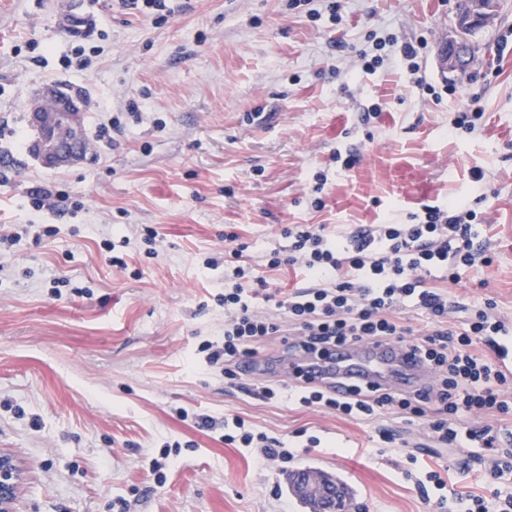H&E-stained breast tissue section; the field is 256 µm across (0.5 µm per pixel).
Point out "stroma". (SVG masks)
Listing matches in <instances>:
<instances>
[{
	"instance_id": "1",
	"label": "stroma",
	"mask_w": 512,
	"mask_h": 512,
	"mask_svg": "<svg viewBox=\"0 0 512 512\" xmlns=\"http://www.w3.org/2000/svg\"><path fill=\"white\" fill-rule=\"evenodd\" d=\"M287 2L173 0L151 17L80 0L72 35L68 0H0V451L23 469L16 512H307L279 468L197 428L202 413L318 436L292 466L341 477L348 512H429L404 476L421 428L387 418L403 445L369 458L371 422L252 398L205 363L200 344L224 339V271L204 264L230 232L258 259L291 224L405 222L461 200L493 262L448 293L493 298L512 322V0L454 79L438 53L456 0H340L334 22ZM416 42L422 88L400 55ZM81 47L85 67L68 66ZM51 83L90 103L86 157L56 169L29 151L26 108ZM475 98L484 124L449 134ZM339 149L358 164L332 163ZM41 185L60 210L33 207ZM284 354L264 343L244 382L276 383Z\"/></svg>"
}]
</instances>
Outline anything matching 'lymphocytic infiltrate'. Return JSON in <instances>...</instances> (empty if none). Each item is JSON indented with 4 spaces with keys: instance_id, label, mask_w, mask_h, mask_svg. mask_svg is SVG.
<instances>
[{
    "instance_id": "lymphocytic-infiltrate-1",
    "label": "lymphocytic infiltrate",
    "mask_w": 512,
    "mask_h": 512,
    "mask_svg": "<svg viewBox=\"0 0 512 512\" xmlns=\"http://www.w3.org/2000/svg\"><path fill=\"white\" fill-rule=\"evenodd\" d=\"M475 210L456 204L426 205L407 224H366L331 234L324 226L284 228L286 250L264 257L267 268L301 264L305 287L270 294L266 280L248 256V243L229 234L224 251V341L204 343L208 364L223 363L224 378L236 385L243 359L260 343L280 340L292 356L313 359L350 344L405 345L431 374L428 385L408 393L381 384L354 386L339 397L307 374L292 382L253 389L254 398H288L373 420L388 414L421 426L435 443L468 449L461 472L479 470L485 491L449 487L447 465L431 466L408 456L407 479L436 512H512V374L496 362V339L508 335L495 300L479 303L460 323L450 322L447 284L459 282L469 268L489 264ZM270 303L272 312L258 310ZM420 311L424 333L415 334L405 309ZM224 441L252 450L266 464L287 470L296 451L240 416L225 417Z\"/></svg>"
}]
</instances>
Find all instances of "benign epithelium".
Listing matches in <instances>:
<instances>
[{
    "mask_svg": "<svg viewBox=\"0 0 512 512\" xmlns=\"http://www.w3.org/2000/svg\"><path fill=\"white\" fill-rule=\"evenodd\" d=\"M498 0H467L457 14L455 37L448 40V51L441 53L443 71L454 75L473 65V38L477 31L495 18ZM89 101L77 93L64 94L60 85L43 87L30 97L28 112L36 139L33 150L49 168L72 165L84 158L88 146L82 134L83 112ZM21 474L13 457L0 454V512H12ZM298 492L320 504L321 512H344L336 508V488L325 482L320 473L311 471L298 480Z\"/></svg>",
    "mask_w": 512,
    "mask_h": 512,
    "instance_id": "7a95c632",
    "label": "benign epithelium"
}]
</instances>
